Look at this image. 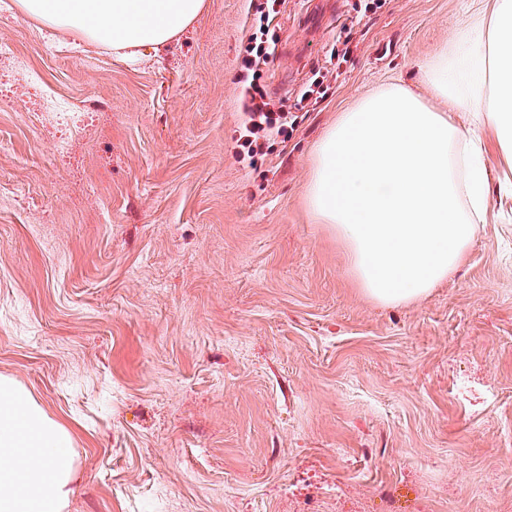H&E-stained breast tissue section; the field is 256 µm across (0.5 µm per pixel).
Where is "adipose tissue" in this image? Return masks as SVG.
<instances>
[{
  "instance_id": "obj_1",
  "label": "adipose tissue",
  "mask_w": 512,
  "mask_h": 512,
  "mask_svg": "<svg viewBox=\"0 0 512 512\" xmlns=\"http://www.w3.org/2000/svg\"><path fill=\"white\" fill-rule=\"evenodd\" d=\"M50 29L121 52L164 45L202 14L205 0H17ZM454 52L422 65L461 130L393 84L341 113L318 140L307 207L348 245L351 274L380 305L426 297L463 262L483 220L481 128L512 157V0H496ZM72 436L14 379L0 376V512H63L72 492Z\"/></svg>"
}]
</instances>
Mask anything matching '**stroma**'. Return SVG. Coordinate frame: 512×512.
<instances>
[{
  "mask_svg": "<svg viewBox=\"0 0 512 512\" xmlns=\"http://www.w3.org/2000/svg\"><path fill=\"white\" fill-rule=\"evenodd\" d=\"M260 0H206L137 61L0 0V375L72 433L64 512H512V161L424 299H368L313 220L315 144L390 84L461 129L419 67L494 0H285L262 81L293 110L254 173L237 60ZM350 53L349 47H346L345 50H339L335 48V46L331 49L328 57V63L331 67L328 68L327 66L319 68L318 70L312 71V77L310 78L309 82L306 84V86L303 88L299 95V103H302L303 101L309 99L311 96H313L314 93L321 94L319 90L324 84L325 80H328L330 77L336 79V75L334 73L336 70L340 69L341 64L343 62H347L348 55ZM336 60V62H334ZM318 90H316V89Z\"/></svg>",
  "mask_w": 512,
  "mask_h": 512,
  "instance_id": "stroma-1",
  "label": "stroma"
}]
</instances>
